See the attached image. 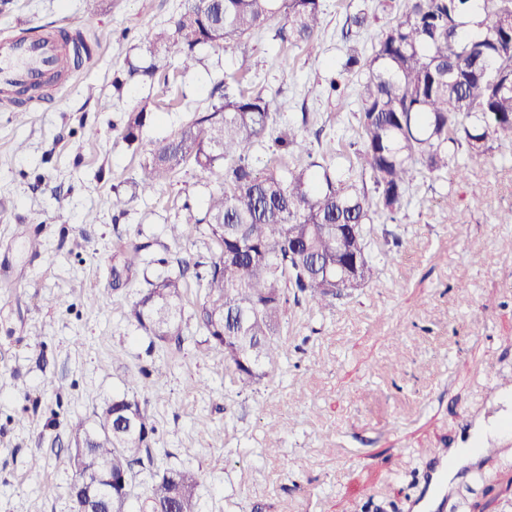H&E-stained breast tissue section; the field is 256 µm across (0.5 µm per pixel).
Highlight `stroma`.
I'll use <instances>...</instances> for the list:
<instances>
[{"label": "stroma", "instance_id": "1", "mask_svg": "<svg viewBox=\"0 0 512 512\" xmlns=\"http://www.w3.org/2000/svg\"><path fill=\"white\" fill-rule=\"evenodd\" d=\"M181 6L0 0V34L37 23L96 44L32 111L0 105V265L12 270L0 278V512H76L71 429L133 376L157 426L134 470L133 510L153 474L184 466L203 477L199 512H405L430 451L469 447L468 417L494 415L491 383L512 376V148L470 160L465 181L416 172L389 228L399 247L386 250L387 228L374 224L376 281L327 308L289 307L279 366L238 392L196 322L194 271L184 272L181 347L150 345L126 316L146 279L213 260L210 239L191 230L176 242L168 227L185 207L204 215L216 178L190 164L148 196L134 181L151 141L210 111L215 86L243 64V89L269 101L275 125L308 119L313 157L331 138L352 154L366 71L344 63L353 47L372 58L401 0H323L313 47L268 27L199 49L186 70L145 45ZM361 11L365 26L352 27ZM148 67L153 77L141 76ZM142 108L151 120L127 144V118ZM130 239L146 269L118 252ZM446 512H512V444L456 482Z\"/></svg>", "mask_w": 512, "mask_h": 512}]
</instances>
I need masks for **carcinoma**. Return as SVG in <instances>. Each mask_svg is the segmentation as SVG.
Instances as JSON below:
<instances>
[{
    "label": "carcinoma",
    "mask_w": 512,
    "mask_h": 512,
    "mask_svg": "<svg viewBox=\"0 0 512 512\" xmlns=\"http://www.w3.org/2000/svg\"><path fill=\"white\" fill-rule=\"evenodd\" d=\"M481 15V33L463 31L464 18ZM322 0H182L173 25L151 32V54L174 52L183 68L201 46L226 48L267 26L291 46H310L317 35ZM359 83V147L347 168L312 158L302 124L286 125L273 139L280 152L306 154L308 161L267 172L251 162L273 123L259 94L226 92L223 101L152 143L135 182L151 192L188 163L214 173L218 188L204 217L189 213L169 225L173 239L192 224L218 249L204 274L195 318L209 349L224 359L244 391L260 382L281 357L277 336L288 306L305 301L324 308L350 290H336L358 260L356 287L373 280L368 225L380 215L398 219L414 173L448 169L460 154L484 155L491 140L512 144V0H404V11L388 27ZM149 120L141 109L129 115L123 139L139 141ZM372 187H367V184ZM184 271L146 281L131 304L129 321L150 344L181 346ZM139 380L112 398L134 406L141 434L106 429L109 406L94 413L99 425L88 443L89 462L112 466L132 480L150 456L156 426L147 403L137 398ZM200 473L167 469L151 478L139 512L173 503L198 512Z\"/></svg>",
    "instance_id": "1"
}]
</instances>
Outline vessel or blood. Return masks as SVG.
<instances>
[{"instance_id":"b4317fda","label":"vessel or blood","mask_w":512,"mask_h":512,"mask_svg":"<svg viewBox=\"0 0 512 512\" xmlns=\"http://www.w3.org/2000/svg\"><path fill=\"white\" fill-rule=\"evenodd\" d=\"M66 48L54 31L26 24L0 39V99L12 100L23 87L42 86L45 77H66ZM491 447L480 445L465 451L440 448L432 452L422 476V490L408 504V512H444L448 503V476L467 463L489 456Z\"/></svg>"}]
</instances>
